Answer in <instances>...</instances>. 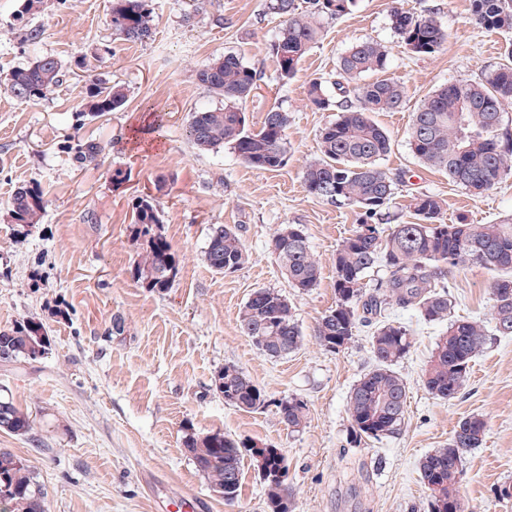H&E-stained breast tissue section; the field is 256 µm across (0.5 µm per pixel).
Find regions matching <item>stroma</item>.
Here are the masks:
<instances>
[{"instance_id": "35a3bbf8", "label": "stroma", "mask_w": 512, "mask_h": 512, "mask_svg": "<svg viewBox=\"0 0 512 512\" xmlns=\"http://www.w3.org/2000/svg\"><path fill=\"white\" fill-rule=\"evenodd\" d=\"M434 16L448 32L432 56L409 52L391 28L389 7ZM269 0H154L152 40L132 44L110 24L112 0H44L41 12L21 15L23 0H0V74L49 55L67 69L64 83L43 99L14 100L0 89V328L40 318L51 340L46 358L0 362V390L28 413L33 426L20 437L0 431V448L23 458L45 495L47 512H180L179 496L201 499L202 512H268L257 461L243 456L239 500L212 492L185 453L184 426L202 435L220 432L238 441L280 449L288 467L291 512H425L420 462L444 447L459 423L482 418L481 447L463 459L459 494L465 512H512V335L494 332V272L453 269L458 318L489 327L487 345L472 364L457 398L445 401L424 384L426 366L443 322L424 321L415 307L387 306V320L406 327L412 342L396 372L407 405L398 430L381 439L351 440L347 400L369 371L371 327L360 326L336 352L317 340L320 318L336 306L337 246L359 222L355 207L310 195L306 166L319 156L318 135L335 122L336 66L354 44L374 40L389 52L387 74L406 86L397 112L374 118L391 137L378 166L402 176L390 209L395 223L411 221V196L444 201L449 224L512 222V173L481 195L449 183L423 166L408 145L413 113L439 86L478 79L497 65L512 32L486 30L468 20L471 0H356L351 13L321 18L322 37L294 79L282 82L270 47L282 25ZM42 31L26 41L27 28ZM232 53L260 80L245 102L252 127L271 106L289 114L288 160L275 171L247 166L230 147L195 149L193 112L221 106L196 78L197 69ZM118 84L126 103L103 117L82 116L88 77ZM324 83L333 108L316 110L306 96L311 79ZM164 118L154 135L155 115ZM99 142L96 163L73 160L78 142ZM39 182L46 210L31 235L14 238L5 216L12 192ZM152 198L163 214V233L180 260L172 288H140L130 267L133 205ZM235 227L249 261L220 274L204 259L209 229ZM303 231L321 265L311 291L291 288L272 249L280 225ZM271 289L286 296L304 336L286 357L261 354L238 328L250 294ZM122 316L123 334L112 333ZM239 368L266 394L265 408L245 412L225 404L211 388L213 375ZM306 403L304 428L281 424L275 403Z\"/></svg>"}]
</instances>
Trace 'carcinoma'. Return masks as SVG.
Here are the masks:
<instances>
[{
	"instance_id": "carcinoma-1",
	"label": "carcinoma",
	"mask_w": 512,
	"mask_h": 512,
	"mask_svg": "<svg viewBox=\"0 0 512 512\" xmlns=\"http://www.w3.org/2000/svg\"><path fill=\"white\" fill-rule=\"evenodd\" d=\"M356 0H309L311 9L298 11L295 0H269V10L283 17V25L271 51L279 78L296 76L299 65L321 36L316 19H339L352 11ZM111 26L129 42H146L155 32L152 0H113ZM470 22L487 30L512 31V0H471ZM391 28L416 55L442 50L448 35L435 17L414 15L398 4L390 10ZM503 62L477 81L459 80L428 94L413 113L409 145L418 161L441 170L448 181L474 194L496 188L512 166V142H502L499 127L504 106L512 103V42L503 52ZM389 53L376 41L359 43L343 54L336 71V88L342 94L340 115L319 134L321 156L304 172V185L312 196L343 203L359 210V224L336 249V306L325 314L317 328L321 347L336 352L353 339L354 331L368 319L359 314L381 312L394 303L414 306L426 322L448 321L454 298L446 283L447 269L466 264L498 273L493 282L495 331L512 335V224H446L442 200L434 194L411 199L415 221L396 224L388 234L375 220L395 199L397 181L382 171L377 161L391 150L388 133L371 117L375 112H396L404 105L402 82L385 76ZM13 88L6 92L20 102L43 99L63 84L66 70L52 56L38 57L9 72ZM374 76L367 81L365 77ZM196 80L224 105L192 113L189 137L200 150L230 146L248 166L275 171L286 164L288 112L270 108L257 130L249 128L242 104L257 88V72L239 57L226 54L196 71ZM354 96L356 103L348 101ZM307 96L318 110L332 106L323 82L309 81ZM83 115L100 117L120 108L125 93L118 86L93 80L85 86ZM102 153L100 144L77 145L74 161L90 165ZM46 209L38 182L19 187L11 196L8 218L15 224H39ZM130 239L137 245L132 268L140 277L136 284L149 292L172 287L179 273V259L162 233L163 220L153 201L141 198L133 204ZM373 234H362L363 228ZM280 268L291 287L310 291L320 277V265L307 238L294 224L281 225L272 239ZM204 258L213 271L231 274L244 267L248 254L239 234L224 224L210 228ZM380 265L386 278L367 292V272ZM239 329L262 354L284 357L302 347L304 336L292 306L282 294L260 288L251 293L239 316ZM486 325L481 320L448 321L425 370V386L435 397L450 400L467 385L471 363L485 349ZM50 338L44 323L27 317L0 329V349L8 352L7 363L37 361L48 354ZM407 329L380 320L370 336L375 366L350 391L347 407L354 442L378 439L397 430L404 417L407 387L394 366L410 351ZM213 390L224 394V403L252 412L265 407L264 392L234 365L214 375ZM279 422L297 431L307 422L308 409L298 399L277 402ZM31 430L28 414L5 395H0V431L24 435ZM486 431L477 416L464 419L447 446L438 448L420 463L421 480L427 491V512H463L459 483L464 454L481 446ZM182 445L197 470L224 501L238 500L242 487V449L258 463L268 512H290L288 486L275 474L285 462L277 448L239 442L216 432L201 436L184 427ZM0 502L9 512H47L41 488L22 458L0 448Z\"/></svg>"
}]
</instances>
